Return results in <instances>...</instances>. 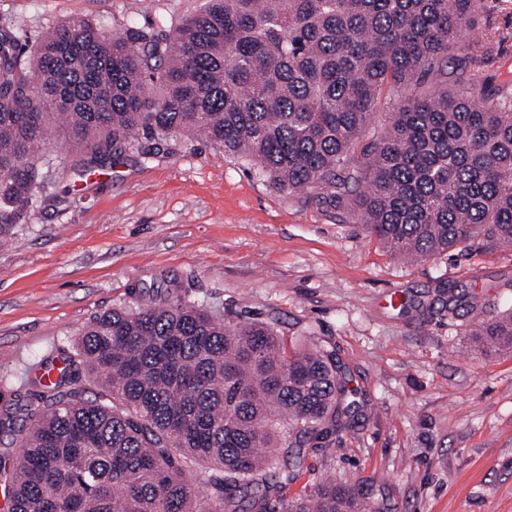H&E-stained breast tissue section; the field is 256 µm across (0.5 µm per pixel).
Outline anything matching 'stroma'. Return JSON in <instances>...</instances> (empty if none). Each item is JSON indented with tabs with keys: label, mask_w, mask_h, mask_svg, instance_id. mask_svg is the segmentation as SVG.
<instances>
[{
	"label": "stroma",
	"mask_w": 512,
	"mask_h": 512,
	"mask_svg": "<svg viewBox=\"0 0 512 512\" xmlns=\"http://www.w3.org/2000/svg\"><path fill=\"white\" fill-rule=\"evenodd\" d=\"M204 0H0L21 42L72 17L110 33L178 24ZM471 72L512 86V0H484ZM46 201L0 245V408L38 405L37 362L102 311L134 304L160 277L220 318L258 319L296 349L321 341L368 401L356 427L308 451L290 491L333 480L366 488L379 512H512V350L483 352L476 313L449 314L440 288L512 307V248L405 263L351 213L273 188L222 148L173 138L85 176L48 154Z\"/></svg>",
	"instance_id": "35a3bbf8"
}]
</instances>
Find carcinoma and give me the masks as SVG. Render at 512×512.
<instances>
[{
	"mask_svg": "<svg viewBox=\"0 0 512 512\" xmlns=\"http://www.w3.org/2000/svg\"><path fill=\"white\" fill-rule=\"evenodd\" d=\"M482 0H207L170 29L109 35L85 18L31 51L0 29V242L45 188L49 131L73 168L192 135L246 159L279 191L339 203L392 254L425 261L512 247V91L417 93L346 157L383 97L445 74ZM150 289L59 344L30 384L41 405L0 411L21 437L9 512H372L370 496L322 481L296 496L309 448L358 420L349 372L327 347L290 351L263 321L231 323ZM477 295L448 289V312ZM472 335L512 349V312ZM100 398L83 397L86 378ZM205 502L196 506L197 467Z\"/></svg>",
	"mask_w": 512,
	"mask_h": 512,
	"instance_id": "cac0c4a2",
	"label": "carcinoma"
}]
</instances>
